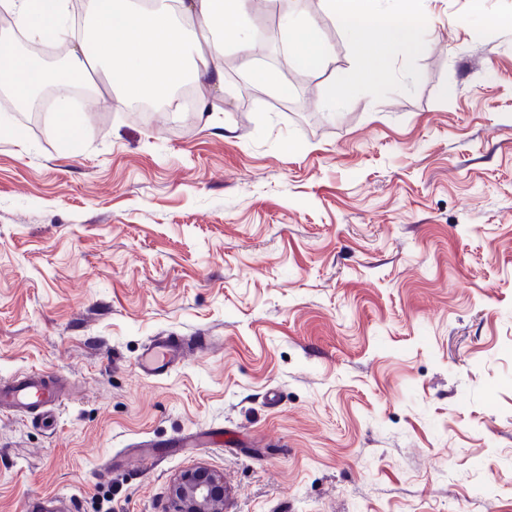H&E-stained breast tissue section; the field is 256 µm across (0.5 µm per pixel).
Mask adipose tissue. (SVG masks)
<instances>
[{
    "label": "adipose tissue",
    "mask_w": 512,
    "mask_h": 512,
    "mask_svg": "<svg viewBox=\"0 0 512 512\" xmlns=\"http://www.w3.org/2000/svg\"><path fill=\"white\" fill-rule=\"evenodd\" d=\"M270 0H158L143 12L134 0H85L82 27H74L72 0H0V9L12 14L18 30L30 41L47 34L69 48L78 72L106 67L112 86L128 98L151 97L166 102L175 84L206 75L215 90L224 88V69L218 59L226 40L243 54L252 81L270 84L269 73L253 68L255 43L252 16ZM353 42H367L364 77L377 78L399 53H416L425 42L424 16L411 0H326ZM285 35L295 61L305 67L323 65L328 45L312 19L288 20ZM45 71L28 56L0 50V86L20 102L45 82Z\"/></svg>",
    "instance_id": "adipose-tissue-1"
}]
</instances>
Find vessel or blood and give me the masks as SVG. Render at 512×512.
Instances as JSON below:
<instances>
[{"mask_svg":"<svg viewBox=\"0 0 512 512\" xmlns=\"http://www.w3.org/2000/svg\"><path fill=\"white\" fill-rule=\"evenodd\" d=\"M207 343L203 336L196 337L190 344L181 336L156 337L141 354L137 369L145 378L167 375L183 361L189 346L202 348ZM66 388L61 376L42 370L0 377V407L25 415L55 416L66 402Z\"/></svg>","mask_w":512,"mask_h":512,"instance_id":"1","label":"vessel or blood"}]
</instances>
